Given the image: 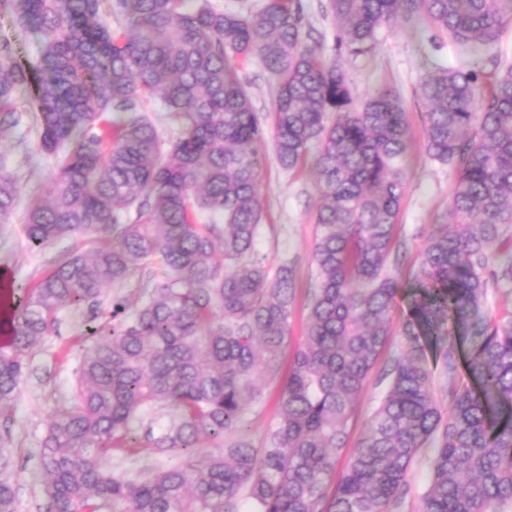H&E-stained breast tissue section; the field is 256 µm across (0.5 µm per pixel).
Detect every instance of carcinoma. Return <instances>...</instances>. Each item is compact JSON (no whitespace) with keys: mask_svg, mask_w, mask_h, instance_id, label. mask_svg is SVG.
Here are the masks:
<instances>
[{"mask_svg":"<svg viewBox=\"0 0 512 512\" xmlns=\"http://www.w3.org/2000/svg\"><path fill=\"white\" fill-rule=\"evenodd\" d=\"M0 0L33 27L43 65L0 40V137L30 114L57 170L28 210L30 247L100 236L61 254L37 284L0 281V420L11 418L29 360L65 308L101 305L137 267L162 257L139 303L112 298V322L83 333L73 402L50 421L39 455L48 512H396L413 462L430 484L420 512H512V319L483 311L488 284L512 278V63L487 76L437 66L422 78L424 148L456 171L451 224L432 231L378 406L337 471L349 422L393 339L401 294L387 273L413 138L400 97L377 89L357 108L346 72L309 43L301 0L256 14L206 0ZM340 52L371 51L378 30L418 21L478 55L512 23V0H329ZM260 60L276 85L273 151L288 171L312 159L320 190L305 343L288 365L265 446L240 440L172 468L110 472L148 421L156 451L192 448L243 421L276 378L295 302L293 271L252 257L262 222L264 128L233 62ZM29 92L19 105L18 91ZM178 122L163 140L144 104ZM338 114L325 124V115ZM0 165V224L17 202ZM448 341L444 367L468 383L444 413L435 376L415 349ZM162 412L159 435L151 426ZM14 449L0 437V512H19Z\"/></svg>","mask_w":512,"mask_h":512,"instance_id":"cac0c4a2","label":"carcinoma"}]
</instances>
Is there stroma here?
Listing matches in <instances>:
<instances>
[{"label": "stroma", "instance_id": "1", "mask_svg": "<svg viewBox=\"0 0 512 512\" xmlns=\"http://www.w3.org/2000/svg\"><path fill=\"white\" fill-rule=\"evenodd\" d=\"M306 22L314 31L319 52L337 61L346 71L356 102H363L382 86L395 90L406 109V118L416 147L410 158L406 191L402 199L397 238L398 260L389 262L387 271L402 289L412 285V273L429 234L449 211L454 194L455 170L432 161L422 146L426 107L420 98L422 76L434 66L453 67L460 62L492 72L495 56L512 59V27L503 34L492 52L465 57L452 42L432 37L419 25L402 21L383 26L375 48L367 55L351 58L336 49V22L328 10V0H302ZM252 103L262 124H269L276 93L275 86L258 59L239 66ZM39 128L31 116H24L7 142L0 145V161L18 183L20 200L8 223L0 224V269L8 270L20 283L38 282L55 265L62 251L83 247V240H65L42 250L30 247L27 236V209L31 198L43 193L55 172V157L39 154ZM260 202L263 221L254 245V254L269 269L288 265L293 270L296 302L290 320L287 353H294L304 342V322L308 293L315 285L313 249L314 216L319 190L310 164L295 171L283 169L275 156H268L262 172ZM408 314L406 300H399L392 315L395 334L390 348L380 356L376 370L358 398L350 421L351 438H358L377 406L384 385L381 370L389 365L397 349L403 348V324ZM84 311L63 309L56 323L34 352L26 379L15 402L12 419L0 424V433L9 434L14 450L11 481L20 502V512H47L41 488L38 455L50 419L71 404L76 386V370L84 351L81 337ZM279 385L267 383L260 403L249 408L238 430L221 438L201 440L202 451H218L237 437H246L257 448L263 447L267 429L276 419ZM186 457L185 451L159 453L149 444L125 455L107 458L108 470H139L146 467H175Z\"/></svg>", "mask_w": 512, "mask_h": 512}]
</instances>
